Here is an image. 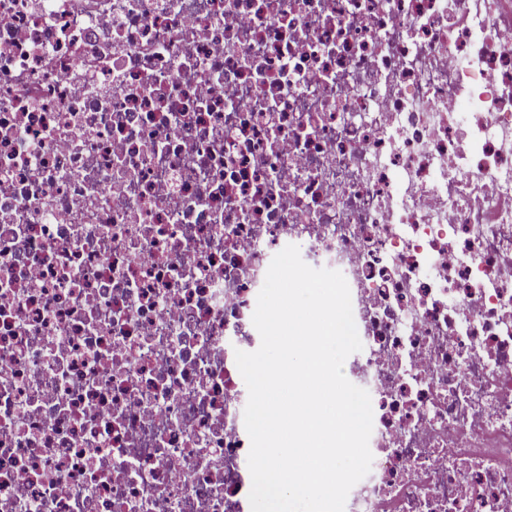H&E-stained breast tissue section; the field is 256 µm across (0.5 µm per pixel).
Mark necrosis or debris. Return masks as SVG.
I'll return each instance as SVG.
<instances>
[{"label":"necrosis or debris","mask_w":512,"mask_h":512,"mask_svg":"<svg viewBox=\"0 0 512 512\" xmlns=\"http://www.w3.org/2000/svg\"><path fill=\"white\" fill-rule=\"evenodd\" d=\"M0 0V512H251L257 296L340 271L345 512H512V0Z\"/></svg>","instance_id":"4bbe7bcc"}]
</instances>
